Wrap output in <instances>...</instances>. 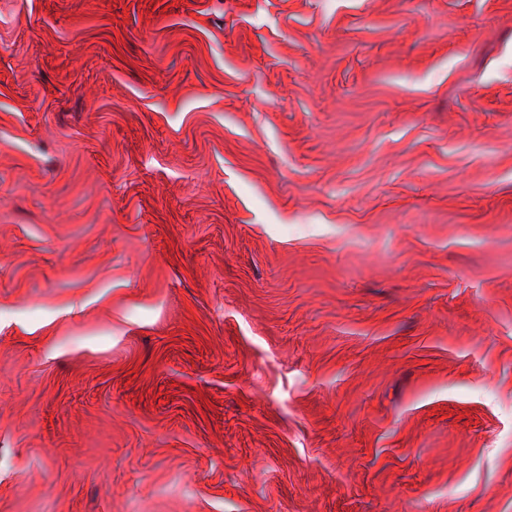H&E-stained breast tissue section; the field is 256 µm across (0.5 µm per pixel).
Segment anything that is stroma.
Instances as JSON below:
<instances>
[{
  "label": "stroma",
  "mask_w": 512,
  "mask_h": 512,
  "mask_svg": "<svg viewBox=\"0 0 512 512\" xmlns=\"http://www.w3.org/2000/svg\"><path fill=\"white\" fill-rule=\"evenodd\" d=\"M0 512H512V0H0Z\"/></svg>",
  "instance_id": "stroma-1"
}]
</instances>
